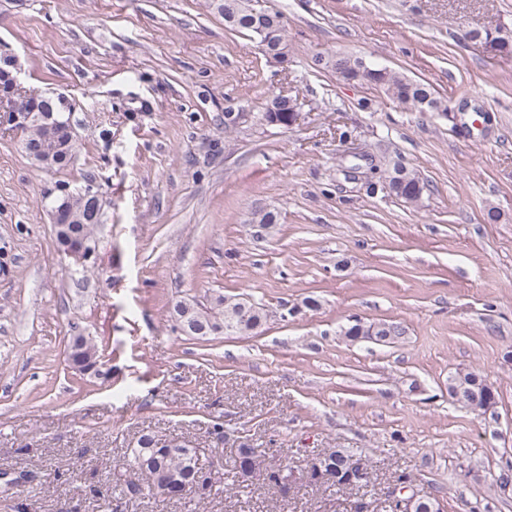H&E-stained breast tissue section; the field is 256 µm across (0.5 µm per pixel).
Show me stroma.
<instances>
[{
    "label": "stroma",
    "mask_w": 512,
    "mask_h": 512,
    "mask_svg": "<svg viewBox=\"0 0 512 512\" xmlns=\"http://www.w3.org/2000/svg\"><path fill=\"white\" fill-rule=\"evenodd\" d=\"M253 6L282 14L287 67L211 0H0V61L65 95L76 134L71 164L45 172L0 129V512H385L403 474L442 512H512L495 483L512 468V57L465 37L512 33V0ZM339 54L431 82L447 111L317 62ZM279 94L301 105L285 129L261 118ZM373 159L417 172L421 205L371 190ZM90 183L102 214L82 268L50 203ZM218 293L262 305L263 331L175 328L177 300ZM357 319L403 334L348 341ZM75 326L102 376L70 368ZM460 371L486 377L493 408L450 397ZM216 422L288 459L284 501L226 485ZM146 431L194 448L211 495L120 497ZM331 448L368 461V488L307 483Z\"/></svg>",
    "instance_id": "35a3bbf8"
}]
</instances>
